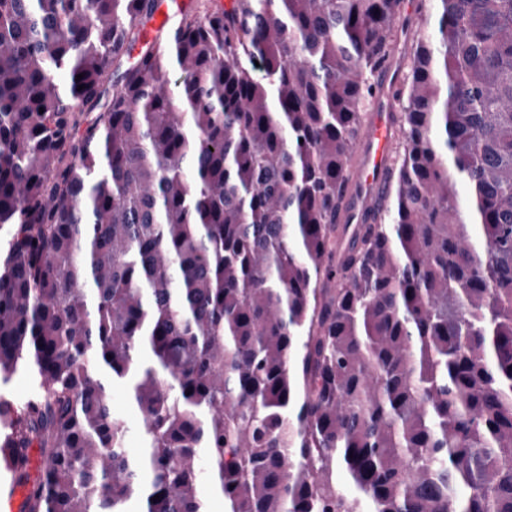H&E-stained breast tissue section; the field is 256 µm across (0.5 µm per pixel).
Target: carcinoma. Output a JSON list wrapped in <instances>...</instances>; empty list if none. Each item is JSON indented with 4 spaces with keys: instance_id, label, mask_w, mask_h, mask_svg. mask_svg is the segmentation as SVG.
Listing matches in <instances>:
<instances>
[{
    "instance_id": "obj_1",
    "label": "carcinoma",
    "mask_w": 512,
    "mask_h": 512,
    "mask_svg": "<svg viewBox=\"0 0 512 512\" xmlns=\"http://www.w3.org/2000/svg\"><path fill=\"white\" fill-rule=\"evenodd\" d=\"M400 2L0 0L23 512H512V0H434L342 224ZM32 391L31 378L27 372L20 371L6 383H0V395L15 405H23ZM111 396L113 411L126 422L128 446L130 448H141L143 434L141 415L127 402L121 390L114 389Z\"/></svg>"
}]
</instances>
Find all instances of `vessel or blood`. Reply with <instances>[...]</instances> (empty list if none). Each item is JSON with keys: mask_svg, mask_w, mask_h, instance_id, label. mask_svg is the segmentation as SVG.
<instances>
[{"mask_svg": "<svg viewBox=\"0 0 512 512\" xmlns=\"http://www.w3.org/2000/svg\"><path fill=\"white\" fill-rule=\"evenodd\" d=\"M398 69L383 72L381 96L371 113L362 148V160L352 176L355 208L352 220H360L380 200L387 185L393 152V93L400 82Z\"/></svg>", "mask_w": 512, "mask_h": 512, "instance_id": "vessel-or-blood-1", "label": "vessel or blood"}]
</instances>
